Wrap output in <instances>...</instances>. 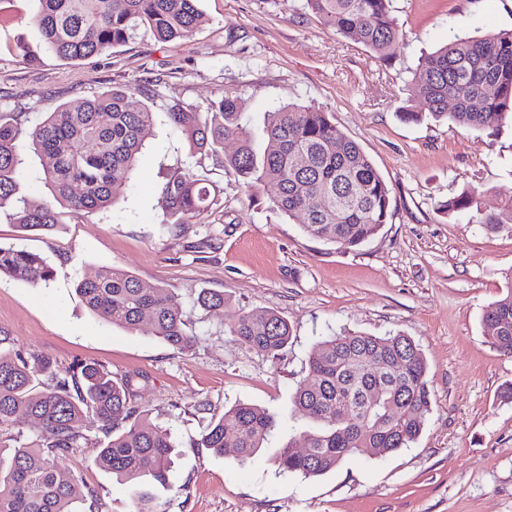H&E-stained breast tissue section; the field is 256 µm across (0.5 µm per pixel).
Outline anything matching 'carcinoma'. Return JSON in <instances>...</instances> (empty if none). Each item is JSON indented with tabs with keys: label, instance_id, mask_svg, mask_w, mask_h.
Returning <instances> with one entry per match:
<instances>
[{
	"label": "carcinoma",
	"instance_id": "carcinoma-1",
	"mask_svg": "<svg viewBox=\"0 0 512 512\" xmlns=\"http://www.w3.org/2000/svg\"><path fill=\"white\" fill-rule=\"evenodd\" d=\"M34 17L44 46L65 60H82L126 42L139 27L161 41L189 36L204 22L198 0H38ZM307 7L337 34L385 58L401 39L390 16L391 0H306ZM145 85L116 87L76 104H65L25 130L19 114L0 112V212L27 232L49 234L60 212L92 213L113 203L129 178L150 133L153 112L131 107ZM453 108H448V102ZM172 125L190 148L215 157L251 192L273 186L274 205L303 218L311 237L356 248L374 239L390 213V190L371 159L316 107L294 103L265 113V140L255 148L242 122V103L230 92L203 112L168 109ZM512 115V30L457 37L428 55L411 81V104L398 113L405 122L446 120L475 131L499 130ZM237 144L224 154V142ZM40 157L54 202L30 200L19 180L26 153ZM161 224L182 225L204 213L210 190L190 169L175 170L165 183ZM448 215L462 211L492 230H512V202L483 210L470 187L440 204ZM34 286L54 270L33 252L0 246V275ZM76 291L95 315L136 330L149 323L154 336L180 349L194 346L178 295L151 288L123 269L85 272ZM491 343L512 355V290L488 306L482 318ZM234 340L276 359L288 346V322L271 310H253L227 325ZM309 378L295 393V406L319 425L306 436L305 451L281 448L279 471L323 475L366 448L384 456L409 447L431 411L427 364L409 337L343 333L320 342L309 357ZM400 407L397 414L392 406ZM100 423L95 463L127 485L134 512H160L159 491L169 487L174 442L134 403L130 378L115 380L94 363L59 368L52 359L9 346L0 337V428L20 413L37 425L34 438L0 446V512H73L84 489L57 470V459L88 446L82 416ZM277 424L274 415L239 403L212 422L194 448L222 455L228 447L242 461L253 458Z\"/></svg>",
	"mask_w": 512,
	"mask_h": 512
}]
</instances>
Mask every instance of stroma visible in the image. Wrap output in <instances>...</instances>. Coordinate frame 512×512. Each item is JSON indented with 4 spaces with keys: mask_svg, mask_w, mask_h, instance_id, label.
<instances>
[{
    "mask_svg": "<svg viewBox=\"0 0 512 512\" xmlns=\"http://www.w3.org/2000/svg\"><path fill=\"white\" fill-rule=\"evenodd\" d=\"M206 21L188 38L158 41L138 29L123 45L74 63L46 50L32 19L36 0H0V112L28 126L66 102L150 81L153 126L131 178L111 207L64 213L52 233L21 231L0 218V245L40 253L54 269L34 286L0 276V334L14 347L68 367L91 361L121 379L138 376L136 402L168 429L179 455L163 512H512V357L492 347L484 310L512 288V232L438 205L478 188L485 211L512 201V126L498 136L453 124L402 121L413 73L455 36L512 29V0H392L403 38L387 59L347 40L305 0H199ZM34 61H26L23 49ZM232 92L262 138L264 115L282 104L330 112L390 188L391 217L364 246L346 250L308 236L272 203L274 187L249 198L219 159L192 153L168 109L195 112ZM207 179L214 203L190 224L161 232L170 173ZM127 270L174 291L196 337L183 352L93 314L75 285L90 269ZM223 293L220 309L197 302ZM272 310L292 331L280 359L224 331L240 313ZM400 333L428 364L431 412L420 438L385 456L347 457L314 478L282 475L274 455L303 450L314 423L294 406L309 356L328 336ZM257 405L279 424L248 461L194 447L234 404ZM96 445L58 461L90 494L74 512H132L126 486L96 466Z\"/></svg>",
    "mask_w": 512,
    "mask_h": 512,
    "instance_id": "1",
    "label": "stroma"
}]
</instances>
